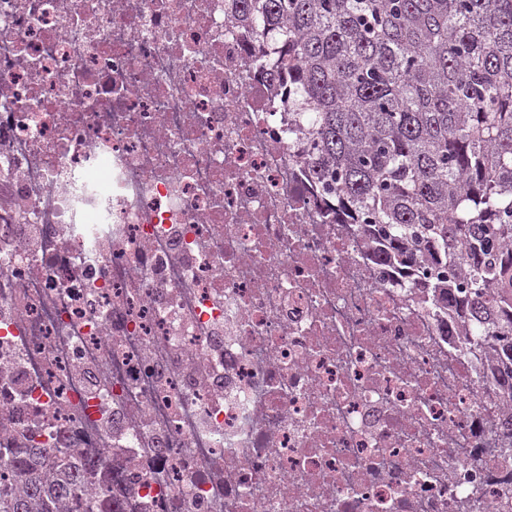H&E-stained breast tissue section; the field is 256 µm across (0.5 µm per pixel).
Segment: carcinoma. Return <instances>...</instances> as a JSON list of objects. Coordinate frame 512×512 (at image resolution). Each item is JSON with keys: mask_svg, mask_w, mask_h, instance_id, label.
I'll return each instance as SVG.
<instances>
[{"mask_svg": "<svg viewBox=\"0 0 512 512\" xmlns=\"http://www.w3.org/2000/svg\"><path fill=\"white\" fill-rule=\"evenodd\" d=\"M279 45L288 125L330 210L463 315L478 358L512 336V0H240ZM2 448L0 512H127L106 453Z\"/></svg>", "mask_w": 512, "mask_h": 512, "instance_id": "cac0c4a2", "label": "carcinoma"}]
</instances>
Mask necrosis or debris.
Here are the masks:
<instances>
[{
    "label": "necrosis or debris",
    "mask_w": 512,
    "mask_h": 512,
    "mask_svg": "<svg viewBox=\"0 0 512 512\" xmlns=\"http://www.w3.org/2000/svg\"><path fill=\"white\" fill-rule=\"evenodd\" d=\"M233 0H0V446L135 512H512V395L327 216Z\"/></svg>",
    "instance_id": "4bbe7bcc"
}]
</instances>
